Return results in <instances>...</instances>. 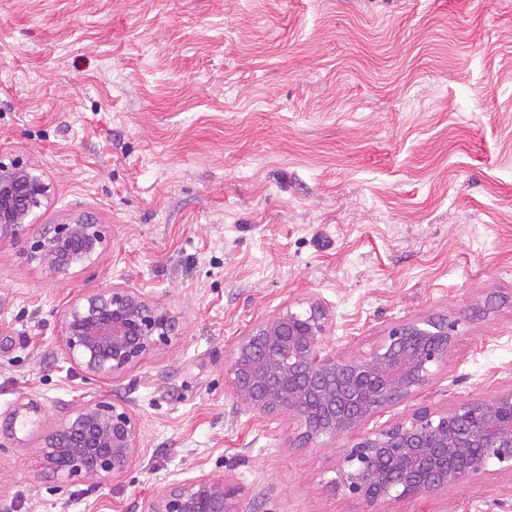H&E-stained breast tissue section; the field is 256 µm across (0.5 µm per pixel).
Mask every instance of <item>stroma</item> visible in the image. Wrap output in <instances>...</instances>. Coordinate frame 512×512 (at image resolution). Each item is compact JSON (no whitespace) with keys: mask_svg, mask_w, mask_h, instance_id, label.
I'll list each match as a JSON object with an SVG mask.
<instances>
[{"mask_svg":"<svg viewBox=\"0 0 512 512\" xmlns=\"http://www.w3.org/2000/svg\"><path fill=\"white\" fill-rule=\"evenodd\" d=\"M0 150L44 171L51 206L0 243V506L140 512L216 473L242 512H360L332 490L345 448L294 445L224 375L233 345L286 304L323 303L337 356L394 325L457 322L446 362L370 431L512 388V0H0ZM78 214L97 260L60 281L28 240ZM122 284L178 310L180 336L124 377L85 379L64 306ZM125 401L128 471L58 489L39 433L3 430L34 401ZM378 512H512L490 466Z\"/></svg>","mask_w":512,"mask_h":512,"instance_id":"stroma-1","label":"stroma"}]
</instances>
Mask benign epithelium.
I'll list each match as a JSON object with an SVG mask.
<instances>
[{
  "instance_id": "benign-epithelium-1",
  "label": "benign epithelium",
  "mask_w": 512,
  "mask_h": 512,
  "mask_svg": "<svg viewBox=\"0 0 512 512\" xmlns=\"http://www.w3.org/2000/svg\"><path fill=\"white\" fill-rule=\"evenodd\" d=\"M53 193L41 169L0 156V243L17 239L34 214L50 206ZM106 245L101 225L76 215L33 240L27 257L67 278ZM179 328L171 309L136 288L112 284L65 305L61 341L73 368L113 380L170 342ZM456 330V323L431 317L397 324L369 354L342 359L326 342L327 308L318 301L304 310L288 304L236 340L225 374L237 401L258 415L295 420L300 445L334 441L424 388L433 366L447 361ZM140 434L125 402L98 398L44 428L37 453L62 483L103 486L128 470ZM492 461L512 470V389L449 412L415 411L362 435L346 450L330 485L373 508L395 498L434 497L485 473ZM238 493L222 475L189 477L143 501L141 512H241Z\"/></svg>"
}]
</instances>
